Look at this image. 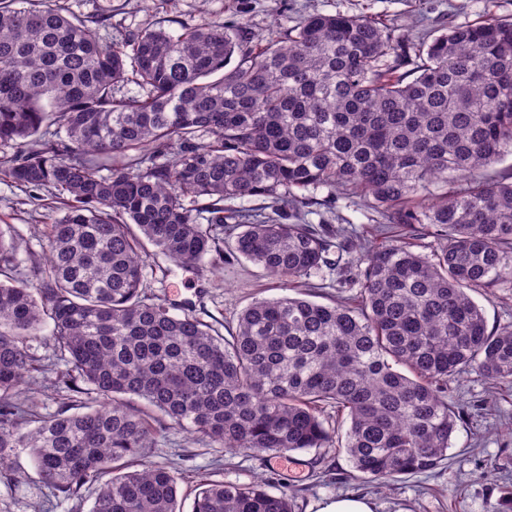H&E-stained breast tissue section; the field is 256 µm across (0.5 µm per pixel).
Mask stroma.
I'll return each instance as SVG.
<instances>
[{"mask_svg": "<svg viewBox=\"0 0 512 512\" xmlns=\"http://www.w3.org/2000/svg\"><path fill=\"white\" fill-rule=\"evenodd\" d=\"M79 16L112 8V34L120 36L157 23L176 20L187 25L207 18L233 22L248 19L253 32L266 39L283 27L296 25L310 13L365 14L381 19L408 38L447 24L465 23L494 14L512 18V0H64ZM372 213L363 204L337 199L335 211L314 207L310 223L330 221L374 239ZM49 212L20 188L0 176V225L11 224L22 249L44 257V226ZM153 293L178 306L193 303L214 326L235 325L238 314L254 299L283 296L278 282L245 259H225L223 265L203 264L185 269L170 266L164 276L150 279ZM450 401L464 410L438 469L405 475L380 485L352 479L351 464L341 448L297 451L256 459L231 454L172 430L158 437L155 453L172 460L179 472L178 499L192 512L195 482L202 476L227 482L262 480L271 492L282 486L297 491L298 512H316L319 501L336 495L370 497L376 512H501L512 500V382H492L470 373L448 389ZM12 485L0 482V512H90L92 497H54L29 473L27 456Z\"/></svg>", "mask_w": 512, "mask_h": 512, "instance_id": "35a3bbf8", "label": "stroma"}]
</instances>
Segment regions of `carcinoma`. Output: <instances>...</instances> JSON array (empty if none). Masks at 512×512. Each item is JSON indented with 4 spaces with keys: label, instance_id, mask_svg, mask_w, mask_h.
Segmentation results:
<instances>
[{
    "label": "carcinoma",
    "instance_id": "1",
    "mask_svg": "<svg viewBox=\"0 0 512 512\" xmlns=\"http://www.w3.org/2000/svg\"><path fill=\"white\" fill-rule=\"evenodd\" d=\"M111 19L0 0V172L53 212L28 269L0 226V480L25 453L47 489L95 487L91 512H181L151 451L171 428L254 457L336 444L370 482L437 468L461 420L448 386L512 381V325L475 301L512 285V180L493 172L512 153V18L413 42L313 13L263 43L245 19L118 39ZM321 189L372 209L382 242L307 223ZM246 197L265 205L226 207ZM226 240L288 283L336 268L358 291L255 299L224 336L149 290L158 258L217 266ZM47 325L70 395L41 413L19 386ZM296 508L204 480L192 512Z\"/></svg>",
    "mask_w": 512,
    "mask_h": 512
}]
</instances>
